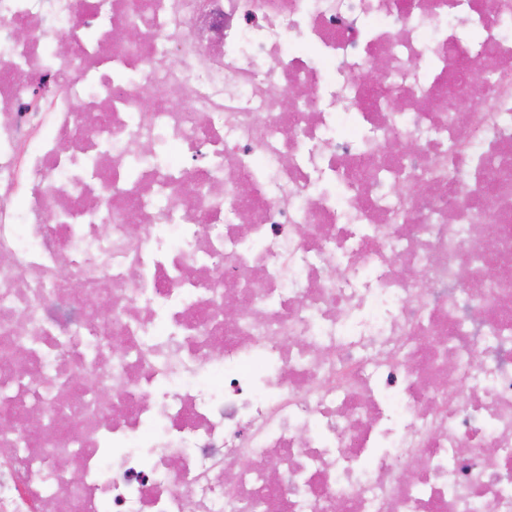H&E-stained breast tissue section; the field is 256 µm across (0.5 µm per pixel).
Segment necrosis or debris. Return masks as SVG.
I'll use <instances>...</instances> for the list:
<instances>
[{
  "label": "necrosis or debris",
  "mask_w": 512,
  "mask_h": 512,
  "mask_svg": "<svg viewBox=\"0 0 512 512\" xmlns=\"http://www.w3.org/2000/svg\"><path fill=\"white\" fill-rule=\"evenodd\" d=\"M493 259L512 0H0V512H512Z\"/></svg>",
  "instance_id": "4bbe7bcc"
}]
</instances>
